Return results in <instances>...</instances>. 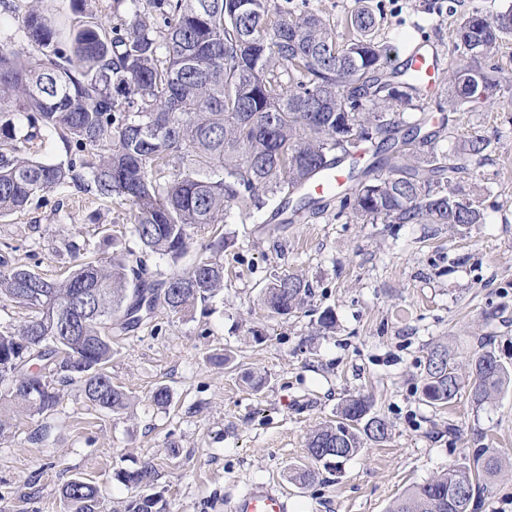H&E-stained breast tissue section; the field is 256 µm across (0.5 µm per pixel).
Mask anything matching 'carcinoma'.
Listing matches in <instances>:
<instances>
[{
  "label": "carcinoma",
  "instance_id": "obj_1",
  "mask_svg": "<svg viewBox=\"0 0 512 512\" xmlns=\"http://www.w3.org/2000/svg\"><path fill=\"white\" fill-rule=\"evenodd\" d=\"M132 18L112 35L101 20L47 15L31 2L0 0L21 19L20 31L38 54L0 39V216L22 213L40 192L68 187L127 207L140 252L84 257L86 243L63 241L70 274L50 280L26 265L0 262V302H13L28 319L0 326V405L50 415L58 386L77 383L91 405L119 413L131 396L112 384V336L137 329L142 310L162 306L190 316L224 288L218 248L234 243L217 234L227 213L272 208L279 216L317 209L306 187L331 166L349 161L351 192L336 218L350 213L370 224H481L479 197L464 191L490 142L475 135L453 155L439 151L446 124L422 133L434 116L419 101L411 60L391 66L393 46L380 40L366 6L345 19V32L317 8L293 0H130ZM512 36V8L489 17L478 9L451 33L467 58L450 63L448 107L486 102L495 84L482 62ZM420 110L414 123L399 119ZM47 137L70 148L65 162L39 153ZM429 146L417 157L409 145ZM368 142L373 161L358 169L355 149ZM178 158L186 166L166 173ZM188 268L160 277L146 258L172 265L191 251ZM312 294L299 274L274 277L264 307L288 315ZM424 400L445 405L460 384L443 354L425 366ZM471 398L481 405L512 386V368L491 351L472 359ZM389 423L364 396L340 404L336 420L316 429L307 451L340 469L368 442L390 438ZM502 465L488 448L471 460L416 485L388 512H467ZM126 485L152 487L144 465L122 469ZM62 497L68 512H102L98 486L75 478ZM155 495L130 501L124 512H153Z\"/></svg>",
  "mask_w": 512,
  "mask_h": 512
}]
</instances>
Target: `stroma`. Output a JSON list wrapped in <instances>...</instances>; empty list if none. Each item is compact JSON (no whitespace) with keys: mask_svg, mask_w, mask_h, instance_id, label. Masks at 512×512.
I'll return each mask as SVG.
<instances>
[{"mask_svg":"<svg viewBox=\"0 0 512 512\" xmlns=\"http://www.w3.org/2000/svg\"><path fill=\"white\" fill-rule=\"evenodd\" d=\"M382 7L378 36L398 56L428 39L443 59L458 56L448 29L463 14L488 15L512 0H368ZM492 98L473 111H448L443 141L478 134L489 140L467 192L483 203L485 221L462 230L439 224H365L336 218L335 207L292 224L270 210L227 224L232 247L218 252L224 292L205 311L183 317L160 308L152 323L119 337L108 372L133 400L114 414L88 403L78 385L60 388L46 443H31L41 416L13 413V434L0 440V512H65L63 486L96 483L104 512H122L139 489L115 477L152 463L159 512H231L251 486L273 485L288 512H387L412 485L495 451L501 471L479 512H512V388L483 404L470 395L469 361L494 352L512 366V40L502 49ZM124 207L50 190L25 214L0 219V257L36 265L56 279L68 263L62 240L90 250L136 248ZM298 273L312 285L305 307L270 315L259 294L277 275ZM332 309L336 330H318ZM262 339L254 341L251 330ZM448 351L461 390L445 406L422 398L424 366L434 348ZM229 355L226 365L212 363ZM247 370L266 381L252 389ZM171 393L167 408L149 400L156 385ZM372 397L391 426L387 442L370 443L340 472L311 463L306 440L334 420L348 397ZM314 467L302 485L293 472Z\"/></svg>","mask_w":512,"mask_h":512,"instance_id":"stroma-1","label":"stroma"}]
</instances>
